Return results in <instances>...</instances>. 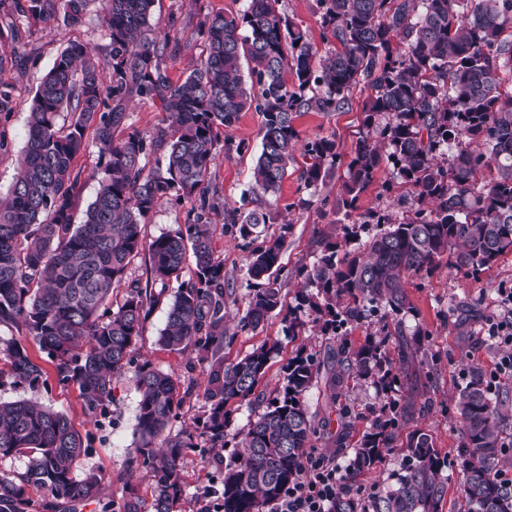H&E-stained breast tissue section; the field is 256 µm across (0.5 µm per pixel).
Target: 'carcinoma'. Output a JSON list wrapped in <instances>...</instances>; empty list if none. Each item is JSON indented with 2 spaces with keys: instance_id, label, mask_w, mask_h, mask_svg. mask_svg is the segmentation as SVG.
I'll return each mask as SVG.
<instances>
[{
  "instance_id": "cac0c4a2",
  "label": "carcinoma",
  "mask_w": 512,
  "mask_h": 512,
  "mask_svg": "<svg viewBox=\"0 0 512 512\" xmlns=\"http://www.w3.org/2000/svg\"><path fill=\"white\" fill-rule=\"evenodd\" d=\"M92 0H14L13 11L47 21L63 13L82 20ZM280 0H249L241 13L216 12L194 23L177 17L169 31L154 33L155 0H101V23L109 43H72L37 86L27 118L18 175L0 194V325L24 333L0 349L16 382L33 385L43 369L28 342L44 352L58 381L76 386L87 412H104L115 385L134 363V352L152 308L169 283H177L159 345L189 354L188 370L165 372L145 360L136 365L140 393L135 432L139 444L130 468L151 473L153 494L144 506L125 487L123 512H177L185 486L181 460L204 435L225 446L232 406L247 405L239 459L224 466V512H269L281 491L300 474L312 439L330 420L318 423L306 395L324 382L323 400L336 420L350 417L338 403L336 367L348 366L380 388L396 381L385 348L398 342L399 364L414 361L416 349L402 338V316L411 312L410 275L448 266L476 275L512 251V93L500 90L501 74L512 73V0H319L321 25L339 44L321 58L307 34L279 7ZM200 42V62L174 82L165 61L181 44ZM253 63L251 85L243 62ZM293 84H288L287 73ZM371 95L363 104L364 131L355 142L341 186L352 211L373 184L383 156L380 141L410 200L402 218L369 210L361 223L343 226V242L358 241L369 225H388L367 236L363 250L340 252L324 242L311 267H303L297 305L283 317L288 333L302 328L298 311L316 315L320 331L335 336L378 311L394 317L382 340L370 336L353 353L341 346L333 360L303 351L288 360L286 383L270 395L259 391L279 343L266 341L240 359L224 363V310L233 289L225 280L224 257L213 245L212 216L242 239L271 223V210L227 209L207 180L219 134L250 109L261 116L260 153L253 166L256 195L278 197L296 158L294 121L302 112H334L359 84ZM136 97L160 103L166 123L151 138L132 128L126 103ZM69 114L61 122V113ZM389 117L380 125L383 117ZM93 130L92 142L86 131ZM481 141L487 154L468 147ZM94 144L101 178L94 199L74 222L79 199L76 158ZM165 151L164 168L150 156ZM299 172L304 188H317L336 167L333 136L306 146ZM498 176L475 190L478 170ZM164 201L186 203V223L155 239L144 235L145 219ZM288 225L246 256L249 277L240 331H256L283 309L278 286ZM194 267L183 277L187 252ZM145 258L146 278L125 281L129 267ZM125 288L120 304L112 293ZM207 375L208 404L201 426L172 433L169 426L193 395L195 369ZM456 408L462 427L457 449L462 480L458 512H512V480L494 468L501 458L503 418L471 369ZM410 407L394 399L381 410L349 460V477L371 471L391 450ZM88 445L69 417L34 400L0 402V458L26 453V471L0 475V512H81L101 503L105 475L75 470ZM440 456L421 429L408 434L401 472L391 487L366 497L344 491L331 512H441L448 494ZM31 488L47 491L36 504Z\"/></svg>"
}]
</instances>
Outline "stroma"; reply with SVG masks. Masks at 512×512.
<instances>
[{
    "label": "stroma",
    "mask_w": 512,
    "mask_h": 512,
    "mask_svg": "<svg viewBox=\"0 0 512 512\" xmlns=\"http://www.w3.org/2000/svg\"><path fill=\"white\" fill-rule=\"evenodd\" d=\"M247 0H158L152 18L156 32L169 29L171 17L197 19L208 12H233L245 10ZM284 13L303 30L320 53L330 52L334 41L326 39L320 23L317 0H282ZM99 6L91 4L80 24L72 25L63 16L49 22L20 20V40H0L2 46H16L19 63L15 68L0 72V82L14 85V101L8 115L0 117V131H5L8 152L0 156V193H6L17 175L16 159L25 145V123L33 92L42 75L52 66L57 54L69 43L93 42L106 45L108 35L98 20ZM370 90L358 86L349 95L347 104L335 112H304L296 119L298 132L297 149L325 136H335L340 158L332 176L319 186L316 193H309L296 175L285 179L280 206L275 210L273 224L267 225L265 234L278 232L281 224H288L286 244L281 256L278 285L285 304L295 302L301 286L297 275L299 268L312 266L316 261L326 232L332 231L344 213L337 207L341 184L346 175V165L352 146L362 126V105ZM260 118L249 110L240 114L238 121L225 133L232 151H218L215 164L210 170V183L230 207L256 208L251 195V167L259 150ZM246 144L245 153H236L235 144ZM406 187L397 171L389 162H382L374 183L362 195L361 209H391L393 215H401V208L392 201L405 193ZM214 246L224 256V268L236 299L226 306L224 326L233 333L235 340L224 350L226 361H233L261 345L265 340L276 339L281 344L280 353L274 357L271 367L261 383L265 392H272L283 383V367L295 355L299 347L318 355L336 351L339 344L359 348L371 334H380L382 323L371 317L368 325L347 328L343 336L323 335L313 322L314 314L302 310L305 323L302 336L291 337L285 331L280 315H271L264 327L255 332H237L238 314L244 309L248 275L245 258L249 253L245 241L226 227L222 216H215ZM512 287V252L500 256L488 269L472 276L440 263L427 276L410 277L407 292L413 311L404 319L406 333L422 328L419 337L422 365H415L398 373V382L392 392H381L371 381L358 378L354 372H345L339 386L340 401L351 413L350 427L345 431L344 442H337L341 432L339 424H332L330 433L315 441L316 452L334 451L336 444L346 450L356 448L363 432L373 418L387 406L391 398H399L414 406L406 431L424 430L430 434L435 448L441 455L451 456L461 444V423L455 409V400L471 368H479L483 374L495 371L501 357L500 348L487 336L486 321L499 311L498 291ZM166 304H158L145 322L143 333L137 341L136 361L150 360L158 369L183 372L186 355L163 349L158 338L165 326ZM43 375L36 386L0 379V401L34 399L55 410L66 413L81 433L90 437L91 449L80 468H98L105 472L110 483L106 496L111 499L112 512H123L122 492L124 485L135 486L143 498L151 496V478L148 470L129 469L128 457L138 442L135 432L140 393L135 384L134 368H126L116 384V399L105 414H88L82 404L77 387L58 384L53 364L45 354H38ZM250 410L242 406L234 411L227 428L226 445L222 448L202 446L188 452L182 463L185 494L181 512H224L223 479L226 463L241 453L242 447L236 436L245 424Z\"/></svg>",
    "instance_id": "stroma-1"
}]
</instances>
